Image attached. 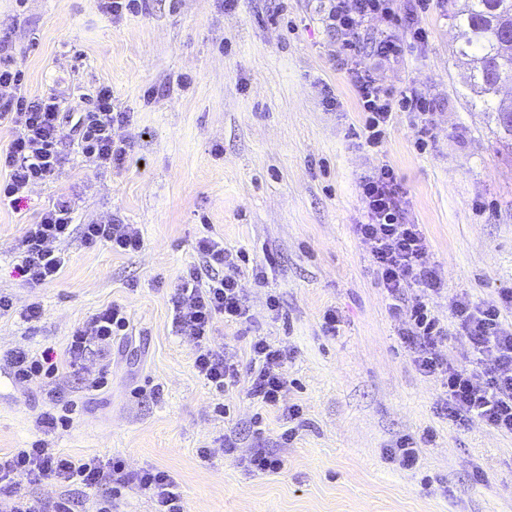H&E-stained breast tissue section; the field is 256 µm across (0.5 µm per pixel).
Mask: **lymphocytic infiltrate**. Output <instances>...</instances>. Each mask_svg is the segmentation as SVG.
Segmentation results:
<instances>
[{
  "mask_svg": "<svg viewBox=\"0 0 512 512\" xmlns=\"http://www.w3.org/2000/svg\"><path fill=\"white\" fill-rule=\"evenodd\" d=\"M328 26L335 32L341 62L365 114L369 143L376 144L392 116L413 112L420 116L419 138L430 136V105L418 89L390 90L360 60V43L365 23L373 17L388 25L408 22L416 42L428 39L419 15L428 0H327ZM24 71L12 54L8 36H0V124H7L12 139L0 153V168L8 169L0 182V194L25 199L31 187L56 182L66 159L61 147L73 141L78 153L99 171L123 167L129 153L125 141L114 140L112 131L130 121L128 113L116 110L110 88H99L91 110L77 118L66 116L62 99L53 93L30 96L23 89ZM364 204L357 235L370 246V261L394 312H406L400 335L407 343L411 361L423 376L440 379L444 395L440 413L462 424L482 423L512 436V324L504 320L512 310V289L503 291L500 302L476 305L465 295L449 302L450 326H443L433 309V300L445 289L442 272L428 266L429 242L421 225L411 222L407 198L392 166L382 163L359 184ZM76 206L58 198L44 209L36 223L27 225L19 246L18 271L28 283L42 285L59 275L65 256L57 246L79 238L86 248L109 246L116 252H136L143 246L135 225L112 218L105 224H78ZM197 252L202 269L191 268L183 275L171 298L172 331L192 341L194 367L215 392L224 395L246 382L247 393L264 406L277 408L285 423L281 443L293 440L298 405L285 401L288 390L282 369L285 353L263 336L249 342V370L228 357L214 341L218 323L249 326L253 315L239 284L242 253L227 249L223 242L201 238ZM130 319L124 306L111 304L91 314L71 332L61 355L45 351L34 355L24 349L0 355V364L19 384L35 386L46 405L37 419L42 439L30 447L0 452V512H76L70 495L34 497L18 490L19 479L31 483L53 481L63 486L106 489L96 500V512H112L111 497L134 486L150 493L155 512H184L177 481L167 471L143 468L129 471L123 458L112 456L76 459L50 447L46 437L67 427L77 404L57 382L62 372L81 377L84 392L103 389L107 369L101 360L114 338L128 335ZM460 344L448 353L440 347L449 335Z\"/></svg>",
  "mask_w": 512,
  "mask_h": 512,
  "instance_id": "obj_1",
  "label": "lymphocytic infiltrate"
}]
</instances>
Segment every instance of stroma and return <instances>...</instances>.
Listing matches in <instances>:
<instances>
[{"mask_svg":"<svg viewBox=\"0 0 512 512\" xmlns=\"http://www.w3.org/2000/svg\"><path fill=\"white\" fill-rule=\"evenodd\" d=\"M463 3L433 0L419 19L423 44L407 25L367 22L365 41L386 30L403 53L381 60L365 50L362 61L394 91L417 87L432 108L424 147L414 114L399 112L376 150L324 0H144L118 20L94 0H0V31L11 37L28 94L57 92L75 113L107 86L130 115L114 131L129 144L123 167L97 172L68 142L59 181L18 203L0 199V293L16 307L0 318V353L62 352L75 325L114 302L131 322V335L112 343L107 388L89 395L77 376H60L81 410L51 436L52 447L167 471L186 512H512V436L438 414L442 388L413 367L355 231L360 179L388 163L430 241L429 265L445 273L447 293L434 300L441 321L450 296L486 304L512 289V138L485 112L458 53L453 15ZM328 92L340 109L325 108ZM63 193L77 200L76 223L119 215L139 228L143 247L125 254L73 238L60 245L66 263L57 279L29 284L17 271L23 228ZM206 235L249 257L240 284L252 333L286 352L287 401L302 410L290 444L280 442L276 409L241 387L216 396L195 370L192 343L171 332L170 297L201 266L196 242ZM256 264L265 284L252 278ZM32 302L43 315L27 322L18 311ZM330 308L340 320L335 337L322 328ZM220 402L229 415L215 412ZM43 409L36 388L15 385L0 368V452L40 439ZM231 433L239 453L267 448L284 468L245 472L219 450ZM404 437L422 442L417 469L386 458ZM202 448L213 449L210 460ZM477 466L484 480H474Z\"/></svg>","mask_w":512,"mask_h":512,"instance_id":"1","label":"stroma"}]
</instances>
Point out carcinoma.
Here are the masks:
<instances>
[{"mask_svg":"<svg viewBox=\"0 0 512 512\" xmlns=\"http://www.w3.org/2000/svg\"><path fill=\"white\" fill-rule=\"evenodd\" d=\"M473 69V91L497 125L512 136V100L496 99L503 77L512 71V0H465L455 15Z\"/></svg>","mask_w":512,"mask_h":512,"instance_id":"1","label":"carcinoma"}]
</instances>
